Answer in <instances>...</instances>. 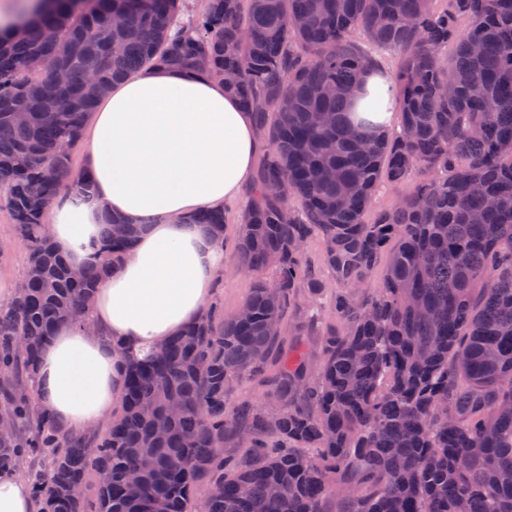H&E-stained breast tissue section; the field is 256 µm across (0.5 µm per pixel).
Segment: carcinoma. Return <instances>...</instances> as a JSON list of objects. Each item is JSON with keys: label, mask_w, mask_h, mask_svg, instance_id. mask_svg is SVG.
<instances>
[{"label": "carcinoma", "mask_w": 512, "mask_h": 512, "mask_svg": "<svg viewBox=\"0 0 512 512\" xmlns=\"http://www.w3.org/2000/svg\"><path fill=\"white\" fill-rule=\"evenodd\" d=\"M184 2L53 0L19 21L24 37L0 32V187L29 246L0 307V409L31 419L26 438L0 441V468L51 458L39 512H324L329 497L336 512H512V0H201L187 17ZM372 46L399 55L393 136L351 120ZM153 66L227 72L255 113L267 149L232 256L276 275L256 280L248 315L211 307L129 363L121 411L86 441L35 409L22 376L141 225L105 215L74 279L46 223L56 198L90 191L72 155L101 98ZM58 67L67 81L49 92ZM382 181L413 186L367 223ZM187 220L224 243V211ZM314 233L341 321L315 373L284 350L287 315L324 288L304 253ZM271 365L268 404L226 410L230 379ZM171 397L181 411L158 435ZM233 438L247 455H224Z\"/></svg>", "instance_id": "1"}]
</instances>
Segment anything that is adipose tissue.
<instances>
[{"mask_svg": "<svg viewBox=\"0 0 512 512\" xmlns=\"http://www.w3.org/2000/svg\"><path fill=\"white\" fill-rule=\"evenodd\" d=\"M358 115L370 130L395 121L384 69L362 79ZM84 167L93 197L57 201L49 234L74 267L98 243L104 213L147 230L116 263L81 324L58 327L42 349L32 388L44 410L76 435L108 419L130 359L197 321L224 268V250L186 216L237 199L253 175L254 117L209 75L163 66L116 84L87 132Z\"/></svg>", "mask_w": 512, "mask_h": 512, "instance_id": "1", "label": "adipose tissue"}]
</instances>
